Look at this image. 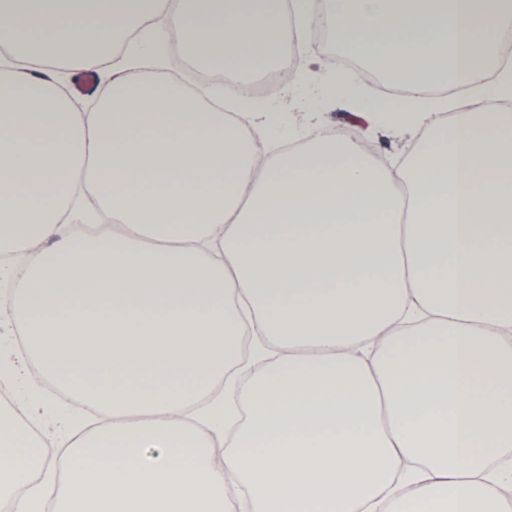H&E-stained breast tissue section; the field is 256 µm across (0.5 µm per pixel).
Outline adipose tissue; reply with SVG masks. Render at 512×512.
Listing matches in <instances>:
<instances>
[{
	"label": "adipose tissue",
	"mask_w": 512,
	"mask_h": 512,
	"mask_svg": "<svg viewBox=\"0 0 512 512\" xmlns=\"http://www.w3.org/2000/svg\"><path fill=\"white\" fill-rule=\"evenodd\" d=\"M314 4L0 0V382L54 422L0 404V512H512L486 456L512 448V0H324L402 92L335 72L351 133L277 153L272 109L158 72L175 31L198 67L307 79ZM381 116L418 136L395 169ZM372 154L388 167H398L409 156L415 144V135H400L378 126L369 139Z\"/></svg>",
	"instance_id": "ef3b65f1"
}]
</instances>
